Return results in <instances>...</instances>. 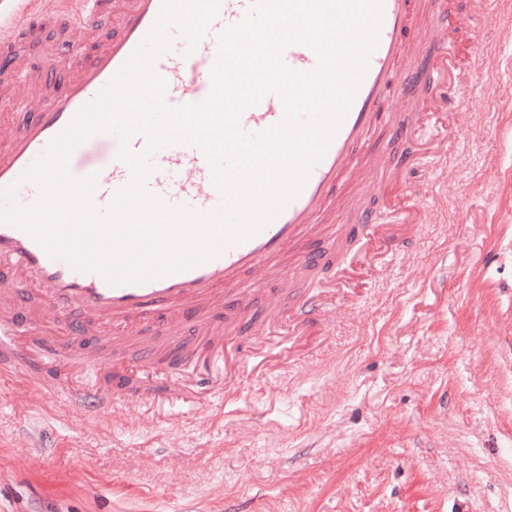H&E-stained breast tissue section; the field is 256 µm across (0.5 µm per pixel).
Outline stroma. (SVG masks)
Instances as JSON below:
<instances>
[{"instance_id":"1","label":"stroma","mask_w":512,"mask_h":512,"mask_svg":"<svg viewBox=\"0 0 512 512\" xmlns=\"http://www.w3.org/2000/svg\"><path fill=\"white\" fill-rule=\"evenodd\" d=\"M56 6L38 49L92 48L64 25L78 0ZM464 10L480 76L446 155L391 189L339 191L348 223L388 219L394 199L417 220L353 300L205 413L152 397L162 370L134 346L113 358L126 403L100 416L31 385L29 361L0 372V512H512V5ZM51 95L15 80L0 113ZM334 276L277 277L259 297Z\"/></svg>"}]
</instances>
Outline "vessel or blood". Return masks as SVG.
<instances>
[{"label": "vessel or blood", "mask_w": 512, "mask_h": 512, "mask_svg": "<svg viewBox=\"0 0 512 512\" xmlns=\"http://www.w3.org/2000/svg\"><path fill=\"white\" fill-rule=\"evenodd\" d=\"M27 0H0V49L7 50L26 36L35 35L46 23L49 10L31 11ZM163 0H80L77 11L67 14L70 26L91 32L96 46L75 68L63 69L60 59L71 57L73 46L55 41L49 50L31 54L23 71L59 86V93L47 105L13 120L11 127L0 124V133L9 132L6 148L0 149V189L17 185L21 205L36 202L35 184L19 183L22 172L43 154L51 141L74 119L78 110L107 88L118 71L136 51L154 26ZM253 0H220L218 14L209 24L195 50H188L180 33H173L170 48L155 62V72L164 79V100L181 106L204 102L212 89L211 70L219 51V37L230 26L242 21ZM418 0H381L382 21L377 45L367 61L350 109L323 158L310 170L299 193L262 230L248 240L227 247L220 255L194 268L172 273L140 284H109L95 272H80L62 258L50 256L24 230L0 224V351L12 357L30 355L28 336L40 337V345L53 360L55 390L68 401L99 414L121 402L120 394L88 384L73 388L70 369L80 367L74 354L75 336L101 328L105 337H94L97 357L93 364L99 378L112 379V347L128 340L133 327L150 336L180 338L186 318H194L203 329L189 343L172 351L167 388L173 401L200 405L195 391L185 385L184 356H191L197 379L208 378L200 356L218 350L232 341L243 348L234 363L224 366L225 390L241 386L244 372L257 351L283 336L303 333L305 324L319 323L328 296H340L349 288L354 275L367 270L376 252H393L395 239L380 232L376 220L350 225L351 235L362 241L361 251L342 268L334 283L293 298L288 306L270 304L265 320H256V283L278 274L285 256H293L302 267L327 264L332 260L334 241L323 236L325 225L336 221L334 191L349 173L367 181L371 172L380 180L410 166L428 162L422 141L448 142V115L464 111L467 98L463 89L469 76L458 75L454 44L472 36L470 23L458 11L456 0H433L422 25H415ZM429 42L440 63L416 65L417 48L408 43L411 30ZM283 60L291 69L307 72L317 65L315 53L302 44L285 48ZM408 104L416 122L408 127L394 126V137L406 146L377 165L357 161L354 150L375 131L385 113L389 98ZM284 104L274 93L245 109L239 119L241 129L259 134L280 123ZM119 138L101 131L91 135L72 151L69 170L74 177H95L92 203L106 211L116 193L132 180L130 167L120 159ZM154 167L145 187L149 193L171 206H184L198 213L216 208L223 199L216 186L204 151L196 146L173 144L150 158ZM50 285L47 304L56 310L59 327L44 326L39 311L20 314L15 303L21 294L37 293ZM233 311L237 321L233 332L224 330V313Z\"/></svg>", "instance_id": "b4317fda"}]
</instances>
